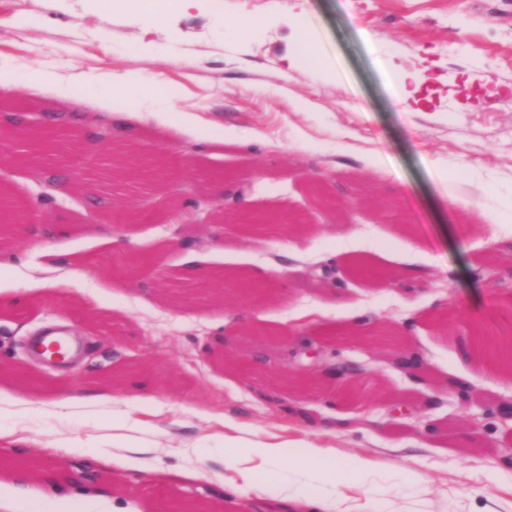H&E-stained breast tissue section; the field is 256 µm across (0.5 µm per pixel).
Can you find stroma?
I'll return each instance as SVG.
<instances>
[{
  "label": "stroma",
  "instance_id": "1",
  "mask_svg": "<svg viewBox=\"0 0 512 512\" xmlns=\"http://www.w3.org/2000/svg\"><path fill=\"white\" fill-rule=\"evenodd\" d=\"M248 17V36L226 28ZM302 22L317 64L288 66L293 25ZM151 43L153 52L136 46ZM58 74L39 92L0 90V107H62L87 126L131 113L124 145L162 151L158 187L105 186L120 150L84 145L83 186L119 205L150 202V223L65 224L61 236L0 238L13 260L0 270V457L26 449L22 469L57 471L18 499L0 473V512H306L264 486L224 496L230 441L321 449L346 463L369 461L359 480L338 484L328 512H512V432L494 413L512 396V376L483 372L480 332L512 337V0H203L189 13L146 7L101 17L97 0H0V67ZM420 81L403 99L391 75ZM129 74L162 83L171 111L150 97L76 100L77 84L105 89ZM308 110H295L297 102ZM365 111H358V104ZM0 156V188L35 214L80 199L39 201V186L13 144ZM329 177L346 203L315 210L314 182ZM248 181L254 211H287L295 224L206 223L188 185ZM111 225L110 237L100 228ZM150 255L135 279L110 269L113 252ZM412 268L429 269L419 288ZM271 281L260 299L216 293L209 279ZM61 287L45 285L46 277ZM62 326L83 353L65 366L29 344ZM398 331L418 351L420 380L405 377L374 332ZM293 331L297 344L340 333L341 360L361 365L332 388L293 393L225 367V355L257 352L270 376L322 378L286 365L264 331ZM472 382L462 401L449 380ZM88 403L69 407V400ZM416 416L392 417L393 403ZM481 439L468 435L473 423Z\"/></svg>",
  "mask_w": 512,
  "mask_h": 512
}]
</instances>
